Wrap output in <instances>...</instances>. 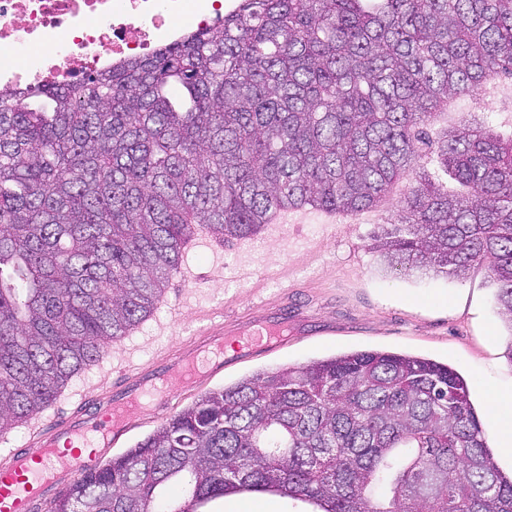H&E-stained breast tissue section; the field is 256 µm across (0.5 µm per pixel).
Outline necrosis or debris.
<instances>
[{
	"mask_svg": "<svg viewBox=\"0 0 512 512\" xmlns=\"http://www.w3.org/2000/svg\"><path fill=\"white\" fill-rule=\"evenodd\" d=\"M222 0H0V81L53 80L180 38L175 20L221 16Z\"/></svg>",
	"mask_w": 512,
	"mask_h": 512,
	"instance_id": "necrosis-or-debris-1",
	"label": "necrosis or debris"
}]
</instances>
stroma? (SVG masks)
<instances>
[{
  "instance_id": "35a3bbf8",
  "label": "stroma",
  "mask_w": 512,
  "mask_h": 512,
  "mask_svg": "<svg viewBox=\"0 0 512 512\" xmlns=\"http://www.w3.org/2000/svg\"><path fill=\"white\" fill-rule=\"evenodd\" d=\"M501 90L454 97V109L438 115L426 128L425 166L420 176L432 177L441 189L458 191V184L439 171L435 145L468 120L512 137V76H499ZM403 185H396L379 204L371 220L325 224L320 215L288 227L283 251L268 250L264 235L225 244L216 240L186 251L183 262L193 280L172 276L166 291L170 303L190 298L179 325H172L166 308L110 347L103 363L75 377L69 391L92 399L111 386L128 362L153 357L189 341L200 315L223 311L225 318L243 317L259 306L287 305L303 318L288 326L287 343L247 356L237 353V339L224 340V370L198 379L187 399L224 387L262 370L310 361L351 350L409 353L448 364L469 382L478 411H485V389L512 380L507 343L512 340L502 319L484 266L471 268L464 279L405 272L388 266L370 245L379 225L388 223L400 206ZM252 266L264 278L243 276Z\"/></svg>"
}]
</instances>
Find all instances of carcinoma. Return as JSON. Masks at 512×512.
Instances as JSON below:
<instances>
[{"mask_svg": "<svg viewBox=\"0 0 512 512\" xmlns=\"http://www.w3.org/2000/svg\"><path fill=\"white\" fill-rule=\"evenodd\" d=\"M502 72L512 0H238L219 29L0 87V435L153 315L195 228L229 243L275 208L358 213L399 182L372 249L437 276L487 267L512 337V139L449 131L437 162L461 194L410 178L443 102ZM244 492L316 512H512L465 379L375 351L208 391L50 512H209Z\"/></svg>", "mask_w": 512, "mask_h": 512, "instance_id": "cac0c4a2", "label": "carcinoma"}]
</instances>
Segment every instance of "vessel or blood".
I'll list each match as a JSON object with an SVG mask.
<instances>
[{
    "mask_svg": "<svg viewBox=\"0 0 512 512\" xmlns=\"http://www.w3.org/2000/svg\"><path fill=\"white\" fill-rule=\"evenodd\" d=\"M249 336L259 351L284 341L288 310L262 309L246 326L203 327L188 342L168 349L125 374L119 385L104 391L94 410L78 408L44 427L27 446L8 449L0 459V512H46L60 490V477L74 475L92 464L91 457L66 452L72 442H87L108 450L137 426L146 410L170 412L199 373L224 369V339Z\"/></svg>",
    "mask_w": 512,
    "mask_h": 512,
    "instance_id": "b4317fda",
    "label": "vessel or blood"
}]
</instances>
